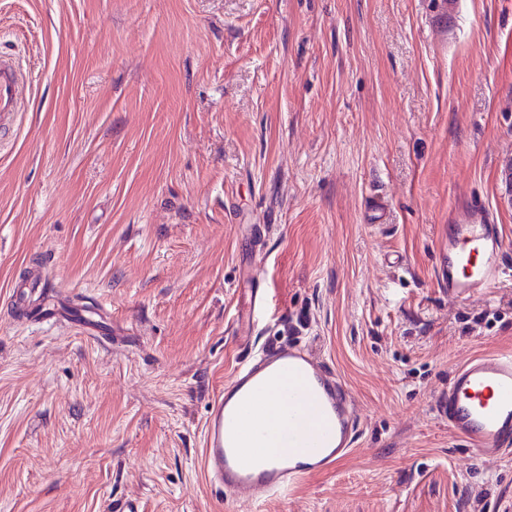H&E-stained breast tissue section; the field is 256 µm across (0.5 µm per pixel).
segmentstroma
<instances>
[{
    "instance_id": "1",
    "label": "stroma",
    "mask_w": 512,
    "mask_h": 512,
    "mask_svg": "<svg viewBox=\"0 0 512 512\" xmlns=\"http://www.w3.org/2000/svg\"><path fill=\"white\" fill-rule=\"evenodd\" d=\"M433 3L0 0L31 83L0 151V512H226L206 413L291 336L360 431L260 512H512V453L434 407L460 364L512 356V279L436 282L450 209L497 207L512 158V0H461L451 35ZM34 268L111 314V347L17 317ZM256 286L276 325L248 346Z\"/></svg>"
}]
</instances>
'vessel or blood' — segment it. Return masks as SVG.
Masks as SVG:
<instances>
[{
	"label": "vessel or blood",
	"instance_id": "obj_1",
	"mask_svg": "<svg viewBox=\"0 0 512 512\" xmlns=\"http://www.w3.org/2000/svg\"><path fill=\"white\" fill-rule=\"evenodd\" d=\"M20 74L0 53V131L17 124ZM503 238L491 208L468 195L448 215V251L438 276L450 296L463 298L502 281ZM269 308L254 294L248 333L263 331ZM45 320L66 322L93 342L112 335L95 309L71 313L54 297ZM435 408L476 453L512 450V357L484 356L456 368ZM358 424L352 397L337 372L310 348L293 343L251 351L212 401L203 423L201 461L209 482L234 499L257 504L289 493L303 478L335 466L352 448Z\"/></svg>",
	"mask_w": 512,
	"mask_h": 512
}]
</instances>
